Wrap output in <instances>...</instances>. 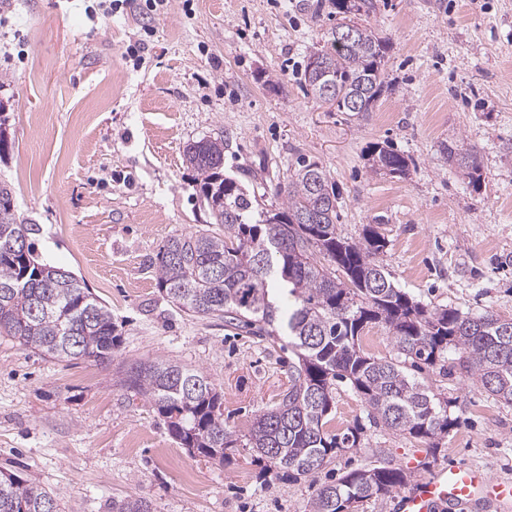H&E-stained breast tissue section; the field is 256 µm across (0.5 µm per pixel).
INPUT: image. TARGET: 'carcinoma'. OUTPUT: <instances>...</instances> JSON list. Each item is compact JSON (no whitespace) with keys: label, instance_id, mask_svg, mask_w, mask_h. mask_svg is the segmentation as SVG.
<instances>
[{"label":"carcinoma","instance_id":"obj_1","mask_svg":"<svg viewBox=\"0 0 512 512\" xmlns=\"http://www.w3.org/2000/svg\"><path fill=\"white\" fill-rule=\"evenodd\" d=\"M333 0L336 27L354 28L342 47L335 38L309 54L323 70L305 65L307 93L336 111L363 117L373 111L385 84L389 40L359 23L373 0ZM328 83L325 99L316 86ZM448 162L479 180L477 148L441 145ZM370 169L402 177L409 158L391 147L369 149ZM183 163L197 173L213 223L170 237L158 254L157 282L169 301L191 317L229 318L262 329L275 341L288 338L297 362L275 407L263 411L248 433L224 426V395L200 369L176 361L137 360L120 371L121 389L152 400L171 437L188 452L224 463V450L253 448L265 471L307 476L361 444L363 427L329 431L336 382L345 381L368 408L371 422L415 439L440 438L454 419L448 403L407 372L422 365L445 371L457 353L490 394L512 403V318L492 312L471 316L457 308H428L393 279L382 255L387 240L367 225L357 239L337 231L336 189L324 166L301 158L275 185L280 207L259 209L245 187L224 176V140L202 138L183 149ZM33 225L17 213L11 189L0 184V335L60 362L112 363L121 333L112 314L75 273L41 263L29 236ZM381 324L397 356L378 358L360 348L366 327ZM408 479L400 468L373 466L342 474L319 487L311 512H355L357 504L384 496ZM0 512H57L55 496L32 480L0 469ZM112 512H150L127 497Z\"/></svg>","mask_w":512,"mask_h":512}]
</instances>
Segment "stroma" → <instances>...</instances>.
Wrapping results in <instances>:
<instances>
[{"label":"stroma","mask_w":512,"mask_h":512,"mask_svg":"<svg viewBox=\"0 0 512 512\" xmlns=\"http://www.w3.org/2000/svg\"><path fill=\"white\" fill-rule=\"evenodd\" d=\"M92 0H0V103L10 147L0 181L35 226L46 263L73 271L111 310L122 343L108 365L58 362L0 337V469L52 492L58 512H112L142 497L153 512H310L314 490L378 462L417 481L471 464L512 480V404L461 368L418 380L456 424L428 448L370 423L340 385L334 432L360 423V447L307 476L262 475L256 453L225 464L190 456L153 403L116 384L136 360L203 370L224 392V423L243 434L288 386L295 356L220 318L179 312L157 285L173 235L209 224L187 143L223 137L224 173L272 208L297 157L319 161L339 193L338 228L388 241L383 260L428 307L512 317V0H375L362 23L388 38L385 87L356 119L308 96L307 56L336 25L331 0H180L156 17L140 66L124 57L136 12L87 19ZM480 152L481 178L448 164L442 142ZM390 144L407 177L371 173Z\"/></svg>","instance_id":"1"}]
</instances>
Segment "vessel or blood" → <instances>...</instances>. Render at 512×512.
<instances>
[{
	"mask_svg": "<svg viewBox=\"0 0 512 512\" xmlns=\"http://www.w3.org/2000/svg\"><path fill=\"white\" fill-rule=\"evenodd\" d=\"M488 501L496 507L512 506V482L491 480L474 466L451 465L435 470L396 500V512H440L446 505H476Z\"/></svg>",
	"mask_w": 512,
	"mask_h": 512,
	"instance_id": "vessel-or-blood-1",
	"label": "vessel or blood"
}]
</instances>
